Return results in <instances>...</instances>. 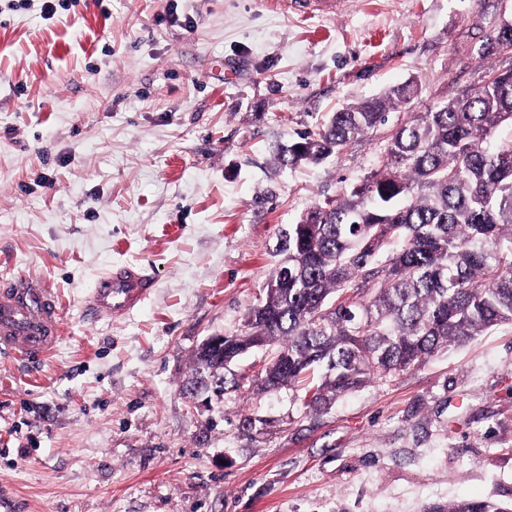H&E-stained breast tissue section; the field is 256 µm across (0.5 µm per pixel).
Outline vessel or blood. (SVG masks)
<instances>
[{
    "instance_id": "b4317fda",
    "label": "vessel or blood",
    "mask_w": 512,
    "mask_h": 512,
    "mask_svg": "<svg viewBox=\"0 0 512 512\" xmlns=\"http://www.w3.org/2000/svg\"><path fill=\"white\" fill-rule=\"evenodd\" d=\"M342 0H284L283 6L304 17L333 15ZM154 287L152 276L133 264L113 267L95 281L86 316L95 320L138 310ZM61 332L58 302L47 289L28 281L0 283V352L26 361L43 360Z\"/></svg>"
}]
</instances>
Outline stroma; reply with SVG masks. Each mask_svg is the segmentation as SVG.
Returning <instances> with one entry per match:
<instances>
[{
  "label": "stroma",
  "mask_w": 512,
  "mask_h": 512,
  "mask_svg": "<svg viewBox=\"0 0 512 512\" xmlns=\"http://www.w3.org/2000/svg\"><path fill=\"white\" fill-rule=\"evenodd\" d=\"M0 0V280L61 307L31 364L0 353V485L21 512H425L512 504V324L314 411L262 393L254 348L224 394H185L239 333L282 228L382 165L388 128L317 164L280 147L415 80L416 111L473 89L503 0ZM132 263L139 310L96 322ZM342 0H285L279 2L289 11L304 17L315 15H334L340 8ZM154 288L153 277L133 264L115 266L101 274L91 288L86 317L96 320L113 313L127 314L138 310ZM512 504L506 506L486 499L461 498L448 505H435L426 512H511Z\"/></svg>",
  "instance_id": "obj_1"
}]
</instances>
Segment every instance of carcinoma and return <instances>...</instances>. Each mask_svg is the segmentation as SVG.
Instances as JSON below:
<instances>
[{"instance_id": "obj_1", "label": "carcinoma", "mask_w": 512, "mask_h": 512, "mask_svg": "<svg viewBox=\"0 0 512 512\" xmlns=\"http://www.w3.org/2000/svg\"><path fill=\"white\" fill-rule=\"evenodd\" d=\"M481 85L399 120L385 140L380 170L345 196L288 225L277 265L240 333L224 349L199 348L186 392L224 391L223 376L257 347H274L259 387L302 382L307 405L340 397L423 364L503 323H512V61L494 75V52ZM414 80L332 113L279 155L283 165L318 163L368 138L419 97ZM426 512H512L486 499L461 498Z\"/></svg>"}]
</instances>
